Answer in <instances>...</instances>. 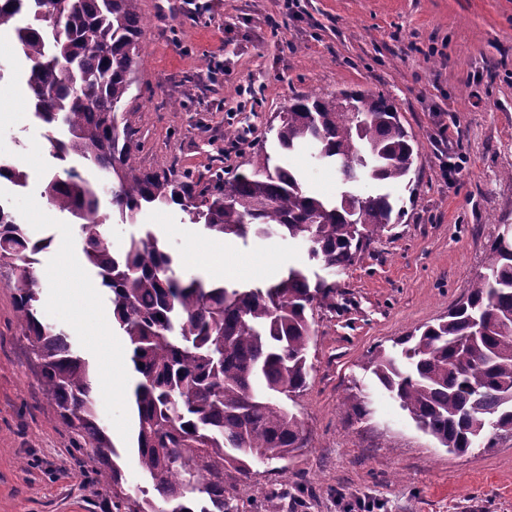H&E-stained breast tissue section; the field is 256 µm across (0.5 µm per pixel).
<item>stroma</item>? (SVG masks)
<instances>
[{"mask_svg":"<svg viewBox=\"0 0 512 512\" xmlns=\"http://www.w3.org/2000/svg\"><path fill=\"white\" fill-rule=\"evenodd\" d=\"M210 0L189 20L180 0H142L143 64L119 105L143 145L144 169L193 174L243 170L250 145L300 93L365 90L389 98L419 144L417 171L391 193L401 217L375 236L362 259L336 278V303L313 311L312 370L296 412L310 437L278 472L251 462L238 485L240 512H262L270 485L286 488L290 512H512V433L456 455L420 430L368 369L377 350L400 355L398 339L446 315L482 270L486 248L512 224V0ZM224 61L210 79L213 58ZM27 64L13 34L0 31V155L28 172L26 188L0 184L30 236L51 237L38 256L45 319L62 328L85 359L96 388L104 373L86 327L108 314L111 295L82 298L97 279L70 218L44 196L60 167L46 129L27 104ZM452 162L460 173L445 174ZM307 187L334 197L333 168L292 155ZM153 229L179 260V274L233 282L278 279L308 264V247L276 235L227 242L192 223L179 206L143 211L136 223L108 222L114 248ZM197 260L187 263L188 249ZM19 272L0 266V512H110L87 452L72 447L38 380L37 362L18 324ZM136 377L95 410L121 454L127 488L142 485L130 450L136 429L129 400ZM368 398L366 414L345 398Z\"/></svg>","mask_w":512,"mask_h":512,"instance_id":"35a3bbf8","label":"stroma"}]
</instances>
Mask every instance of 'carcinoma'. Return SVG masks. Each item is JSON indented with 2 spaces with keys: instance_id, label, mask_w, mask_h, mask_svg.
Masks as SVG:
<instances>
[{
  "instance_id": "cac0c4a2",
  "label": "carcinoma",
  "mask_w": 512,
  "mask_h": 512,
  "mask_svg": "<svg viewBox=\"0 0 512 512\" xmlns=\"http://www.w3.org/2000/svg\"><path fill=\"white\" fill-rule=\"evenodd\" d=\"M140 3L0 0V29L15 31L29 63L31 112L64 164L44 195L77 225L131 349L135 451L145 482L138 495L126 493L120 454L96 416L89 364L40 314L34 264L52 238L30 237L2 203L0 261L21 271L17 317L41 384L76 449L91 451L112 512H239L237 487H224V472L246 475L249 460H286L309 443L285 400L303 390L311 369L308 311L335 304L336 282L294 267L267 285L183 279L155 232L116 250L105 224L112 214L133 223L146 209L178 205L220 239L304 240L310 257L337 274L392 223L387 188L416 170L419 146L389 99L341 91L295 97L274 128L281 154L307 148L312 163L336 166L332 200L310 193L260 143L247 161L251 171L227 179L142 169L141 142L118 111L139 69ZM74 159L107 178L106 196L70 165ZM362 175L377 187L357 191ZM0 179L24 188L28 173L9 161L0 164ZM399 344L402 358L381 352L371 373L442 447L465 454L512 431V224L491 242L484 272L448 316Z\"/></svg>"
}]
</instances>
